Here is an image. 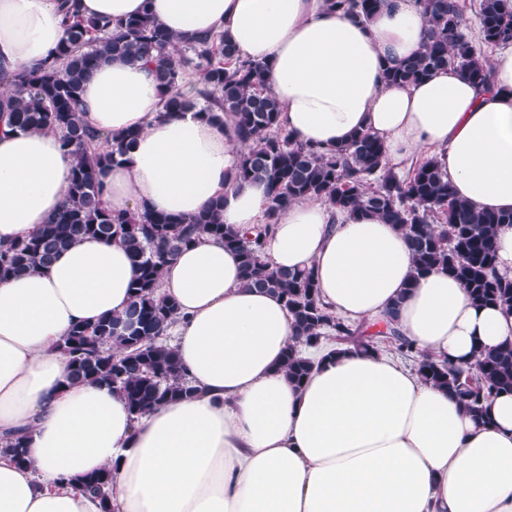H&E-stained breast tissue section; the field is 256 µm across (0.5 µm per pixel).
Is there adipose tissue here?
Here are the masks:
<instances>
[{
  "instance_id": "1",
  "label": "adipose tissue",
  "mask_w": 512,
  "mask_h": 512,
  "mask_svg": "<svg viewBox=\"0 0 512 512\" xmlns=\"http://www.w3.org/2000/svg\"><path fill=\"white\" fill-rule=\"evenodd\" d=\"M61 0H0V65L50 64L65 32ZM83 17L148 15L180 38L221 33L266 66L280 123L302 143L381 139L390 161L433 149L457 197L512 211V45L481 87L445 69L407 86L387 68L424 36L414 0H386L363 20L328 0H74ZM79 108L101 134L136 132L105 169L104 204L188 219L223 196L225 224L266 212L268 186L235 171L246 146L236 116L166 112L153 67L107 62ZM72 159L51 131L11 130L0 114V244L31 234L65 198ZM274 267L312 272L342 319L383 327L395 314L421 353L469 368L477 347L512 341V310L478 307L448 272L412 279L394 225L333 223L310 199L289 203L264 242ZM135 267L119 240L83 238L37 272L0 281V439L23 433L28 466L0 454V512H102L82 475L111 469L114 512H512V393L475 423L448 392L399 362L346 352L303 386L281 370L291 318L274 294L240 284L236 252L201 237L162 270L178 314L174 336L194 388L134 419L105 385L68 384L58 347L72 325L122 314Z\"/></svg>"
}]
</instances>
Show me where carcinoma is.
I'll list each match as a JSON object with an SVG mask.
<instances>
[{"label":"carcinoma","instance_id":"cac0c4a2","mask_svg":"<svg viewBox=\"0 0 512 512\" xmlns=\"http://www.w3.org/2000/svg\"><path fill=\"white\" fill-rule=\"evenodd\" d=\"M425 22L419 51L386 70L390 85H407L453 68L474 83L492 78L490 60L477 44H512V9L505 0H479L477 41L466 33L459 0H416ZM385 0H329V6L370 18ZM66 39L58 50L59 66L34 67L18 75L0 67V82L15 92L0 96L22 132L49 130L60 135L73 157L64 206L33 234L0 245V281L47 267L75 241L91 237L118 239L135 267L132 302L121 315L72 326L59 343L70 357L69 378L112 387L135 417L170 401L190 397L174 346L167 343L176 315L173 299L159 293L164 266L184 247L205 235L224 242L240 257L241 285L277 295L292 320V336L282 368L302 385L315 361L304 351L319 349L326 339L336 347L375 351L386 342L414 359L427 384L448 391L478 422L500 393H512V342L477 351L475 369H463L416 351L394 325L390 312L384 329L367 334L330 314L320 301L308 271L276 269L262 255L263 239L288 203L323 199L339 214L370 215L394 224L404 234L413 258V279L441 268L458 279L478 306L512 310V278L496 273L499 228L512 225V212L486 211L455 196L448 175L431 158H423L400 176L387 167L386 150L376 136L361 132L332 148L294 140L281 126L280 102L265 86V65L239 56L221 36L180 39L148 16L128 19L116 33L112 23L77 15L63 5ZM146 60L164 89L167 110L199 109L220 122L237 117V135L253 147L243 153L236 171L241 182L264 181L270 187L267 222L239 231L222 221L224 198L186 221L174 214L136 211L113 213L103 204L98 175L132 149L137 135L112 137L91 131L83 122L79 99L90 72L102 62ZM3 451L19 466L28 464L25 437L4 440ZM112 470L83 477L82 487L107 497Z\"/></svg>","mask_w":512,"mask_h":512}]
</instances>
